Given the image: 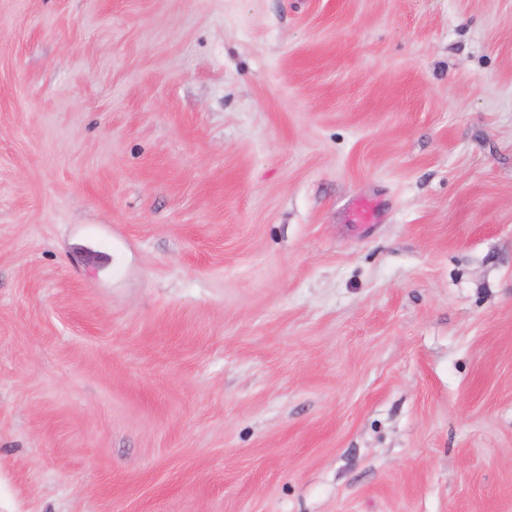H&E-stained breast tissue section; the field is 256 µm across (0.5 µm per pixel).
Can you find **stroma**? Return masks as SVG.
Masks as SVG:
<instances>
[{"label":"stroma","instance_id":"1","mask_svg":"<svg viewBox=\"0 0 512 512\" xmlns=\"http://www.w3.org/2000/svg\"><path fill=\"white\" fill-rule=\"evenodd\" d=\"M0 512H512V0H0Z\"/></svg>","mask_w":512,"mask_h":512}]
</instances>
